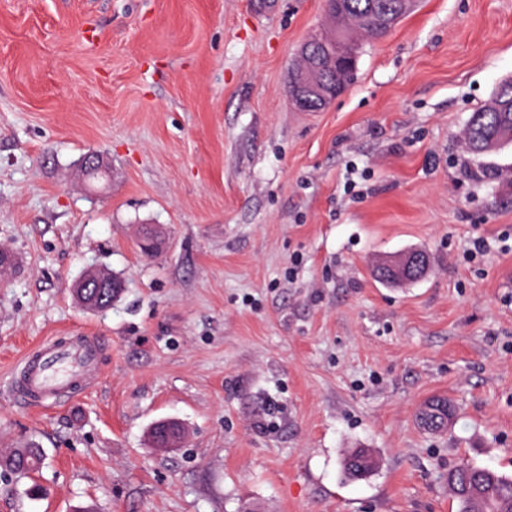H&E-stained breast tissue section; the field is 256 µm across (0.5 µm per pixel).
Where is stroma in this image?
I'll return each instance as SVG.
<instances>
[{
    "instance_id": "obj_1",
    "label": "stroma",
    "mask_w": 512,
    "mask_h": 512,
    "mask_svg": "<svg viewBox=\"0 0 512 512\" xmlns=\"http://www.w3.org/2000/svg\"><path fill=\"white\" fill-rule=\"evenodd\" d=\"M324 21V0H0V455H44L0 471V512H456L459 464L512 476V144L476 177L459 147L512 78V0H421L301 112L289 72ZM413 248L425 278H374ZM88 269L123 279L111 310L74 301ZM80 331L94 383L13 391L29 348ZM434 395L458 408L439 434L415 419ZM351 448L378 471L345 478ZM43 460V452L39 445L30 442L25 448L9 456L0 457V469L11 474L31 479V475L37 472Z\"/></svg>"
}]
</instances>
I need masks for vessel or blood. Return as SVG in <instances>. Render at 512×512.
Listing matches in <instances>:
<instances>
[{
    "instance_id": "b4317fda",
    "label": "vessel or blood",
    "mask_w": 512,
    "mask_h": 512,
    "mask_svg": "<svg viewBox=\"0 0 512 512\" xmlns=\"http://www.w3.org/2000/svg\"><path fill=\"white\" fill-rule=\"evenodd\" d=\"M95 336H77L60 343L49 339L23 355V386L43 399H58L76 384L94 376L93 368L100 350Z\"/></svg>"
}]
</instances>
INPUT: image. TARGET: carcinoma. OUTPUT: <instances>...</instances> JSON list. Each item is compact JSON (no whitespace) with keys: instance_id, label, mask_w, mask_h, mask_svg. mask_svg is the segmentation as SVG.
<instances>
[{"instance_id":"obj_1","label":"carcinoma","mask_w":512,"mask_h":512,"mask_svg":"<svg viewBox=\"0 0 512 512\" xmlns=\"http://www.w3.org/2000/svg\"><path fill=\"white\" fill-rule=\"evenodd\" d=\"M403 13L402 0H341L336 4L337 29L325 28L315 37L322 44V57L331 60L336 54V42L332 34H349L358 25L369 32L368 39L377 40L382 33L377 27L387 19ZM512 98V79L504 81L496 90L491 102L471 113L463 131L462 144L465 152L474 159L487 155L512 142V108L503 101ZM138 241L149 244L150 249L139 247L149 256L159 249V238L155 230L143 228ZM124 283L112 275V286L90 288L88 300L97 310L105 311L119 301ZM456 408L445 396L436 395L424 401L416 417L430 432L446 431L453 423ZM43 452L35 442L6 457H0V469L11 474L29 478L41 465ZM378 466L377 457L365 448H354L344 455L341 472L344 477L355 479L366 476ZM448 488L456 502V512H512V478L496 471L463 463L448 472Z\"/></svg>"}]
</instances>
